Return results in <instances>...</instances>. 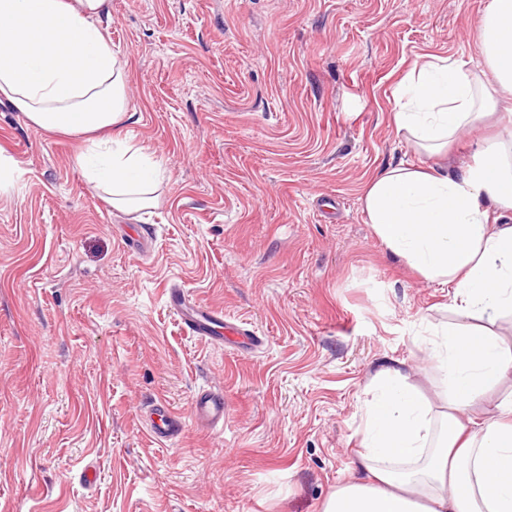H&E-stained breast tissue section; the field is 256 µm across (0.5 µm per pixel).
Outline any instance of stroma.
Here are the masks:
<instances>
[{"mask_svg": "<svg viewBox=\"0 0 512 512\" xmlns=\"http://www.w3.org/2000/svg\"><path fill=\"white\" fill-rule=\"evenodd\" d=\"M487 2L110 0L135 112L122 135L168 171L133 215L82 177L80 139L0 99L20 171L0 192V512H320L375 371L406 359L435 396L424 351L456 320L448 292L389 253L361 197L388 165L424 162L392 122L396 87L431 56L479 66ZM490 136L512 139V117L477 118L449 166ZM174 286L261 345L188 333ZM210 386L222 431L150 442L142 407L187 417Z\"/></svg>", "mask_w": 512, "mask_h": 512, "instance_id": "stroma-1", "label": "stroma"}]
</instances>
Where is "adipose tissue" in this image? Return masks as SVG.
I'll list each match as a JSON object with an SVG mask.
<instances>
[{"mask_svg": "<svg viewBox=\"0 0 512 512\" xmlns=\"http://www.w3.org/2000/svg\"><path fill=\"white\" fill-rule=\"evenodd\" d=\"M108 0H0V97L34 126L89 138L76 164L108 189L114 208L153 207L161 164L120 137L97 140L133 117L124 62L106 40ZM475 41L482 66L434 56L397 89L392 120L418 152L437 154L475 117L512 94V0H490ZM374 235L426 281L450 289L459 321L433 329L428 359L442 373L436 399L395 361L374 375L350 477L322 512H512V346L486 320L512 312V142L477 143L472 163H399L361 198Z\"/></svg>", "mask_w": 512, "mask_h": 512, "instance_id": "1", "label": "adipose tissue"}]
</instances>
